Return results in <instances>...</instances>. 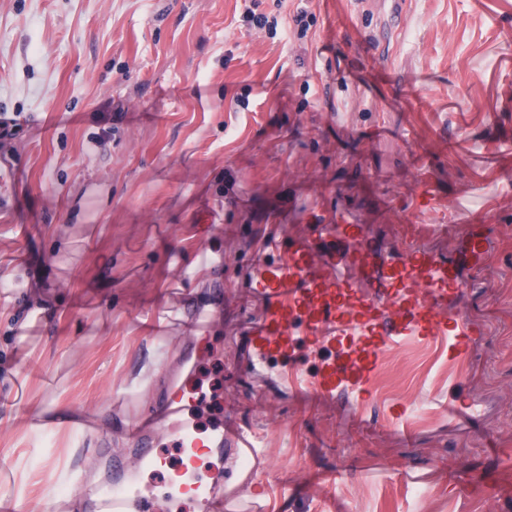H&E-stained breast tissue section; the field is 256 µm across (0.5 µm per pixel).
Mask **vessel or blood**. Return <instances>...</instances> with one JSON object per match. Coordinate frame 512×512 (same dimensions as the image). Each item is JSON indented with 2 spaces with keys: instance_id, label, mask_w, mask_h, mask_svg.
<instances>
[{
  "instance_id": "obj_1",
  "label": "vessel or blood",
  "mask_w": 512,
  "mask_h": 512,
  "mask_svg": "<svg viewBox=\"0 0 512 512\" xmlns=\"http://www.w3.org/2000/svg\"><path fill=\"white\" fill-rule=\"evenodd\" d=\"M417 239L389 246L385 226L337 220L313 225L310 234L282 242L269 239L246 269L247 306L236 338L243 363L238 385L247 394L284 402L312 401L372 429L411 434L412 405L375 389L386 358L416 354L440 372L469 367L487 326L470 302L485 287L490 236L471 224L417 225ZM458 234L460 257L450 260L425 237ZM311 351L313 369L299 362ZM427 401L449 418L477 413L474 402L448 395L437 383ZM204 393L177 386L131 429L142 467L164 470L153 452V431L181 451V466L167 481L145 486L114 476L97 491L99 512H171L191 495L202 512H268L267 494L253 483L267 469L259 417L221 420L197 432L196 409L209 406ZM209 464L198 477L200 460Z\"/></svg>"
}]
</instances>
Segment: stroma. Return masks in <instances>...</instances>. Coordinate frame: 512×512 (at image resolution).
Returning <instances> with one entry per match:
<instances>
[{"mask_svg":"<svg viewBox=\"0 0 512 512\" xmlns=\"http://www.w3.org/2000/svg\"><path fill=\"white\" fill-rule=\"evenodd\" d=\"M498 0H0V492L48 512L73 471L112 463L156 481L112 422V396L166 390L177 350L155 310L211 309L193 340L202 429L258 408L271 512L325 500L309 472L344 471L346 512H512V11ZM381 130L371 152L349 136ZM436 203L418 208V196ZM486 224L488 324L465 393L483 413L411 439L326 408L243 401L226 338L245 252L336 218ZM224 255L223 272L202 268ZM424 367L392 357L377 383L418 399ZM97 414L98 432L34 435L25 415ZM456 469V485L442 478ZM406 469L416 483L392 480Z\"/></svg>","mask_w":512,"mask_h":512,"instance_id":"stroma-1","label":"stroma"}]
</instances>
